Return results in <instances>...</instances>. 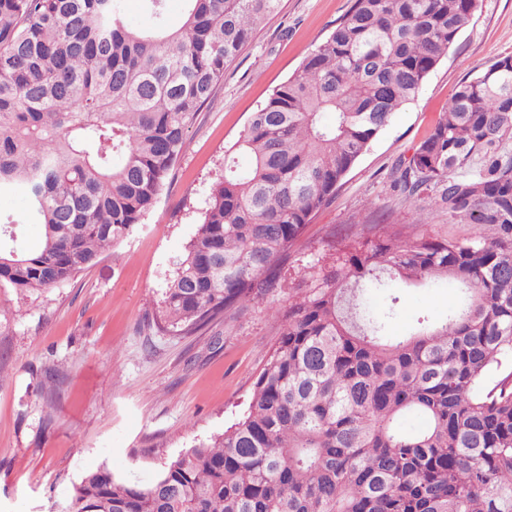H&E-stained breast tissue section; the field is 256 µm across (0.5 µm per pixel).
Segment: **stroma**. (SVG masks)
<instances>
[{"mask_svg": "<svg viewBox=\"0 0 512 512\" xmlns=\"http://www.w3.org/2000/svg\"><path fill=\"white\" fill-rule=\"evenodd\" d=\"M351 0H281L188 131V146L155 209L120 245L47 297L0 286V512H55L89 471L105 466L145 486L162 464L221 434L246 410L279 327L266 304L225 314L195 333L159 331L175 261L194 236L252 112L347 13ZM512 53V0H480L475 15L413 101L371 142L296 247L316 259L328 233L358 222L398 224L413 205L391 184L471 71ZM401 296L387 332L437 323L458 303L452 285L392 282Z\"/></svg>", "mask_w": 512, "mask_h": 512, "instance_id": "stroma-1", "label": "stroma"}]
</instances>
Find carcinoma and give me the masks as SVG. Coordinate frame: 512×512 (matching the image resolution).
I'll list each match as a JSON object with an SVG mask.
<instances>
[{
	"label": "carcinoma",
	"mask_w": 512,
	"mask_h": 512,
	"mask_svg": "<svg viewBox=\"0 0 512 512\" xmlns=\"http://www.w3.org/2000/svg\"><path fill=\"white\" fill-rule=\"evenodd\" d=\"M144 2L146 27L123 0H0V194L29 200L0 214V285L22 297L73 281L143 223L281 0H183L177 29L168 0ZM478 7L353 0L251 115L233 146L250 164L224 155L156 313L182 336L288 291L248 411L146 487L87 472L57 512H512V55L464 79L392 172L404 198L473 223L469 242L363 224L327 240L299 283L283 274ZM396 280L451 281L461 297L442 324L389 336L399 297L378 315L366 294Z\"/></svg>",
	"instance_id": "obj_1"
}]
</instances>
